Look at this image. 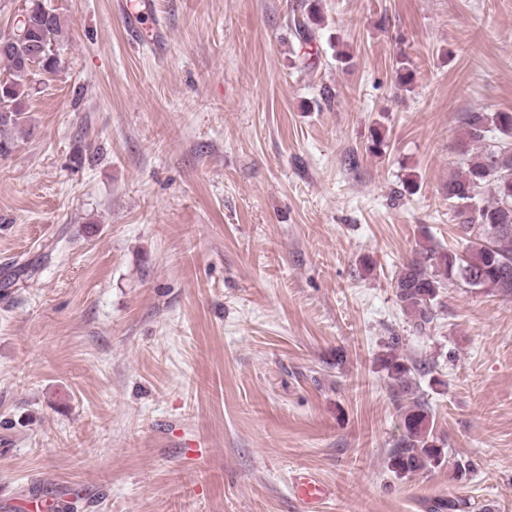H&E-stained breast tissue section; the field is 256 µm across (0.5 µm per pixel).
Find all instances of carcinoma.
I'll return each mask as SVG.
<instances>
[{"label": "carcinoma", "mask_w": 512, "mask_h": 512, "mask_svg": "<svg viewBox=\"0 0 512 512\" xmlns=\"http://www.w3.org/2000/svg\"><path fill=\"white\" fill-rule=\"evenodd\" d=\"M312 23L310 12L293 17L299 42L314 38ZM61 28L60 16L44 0H30L12 26L18 31L16 39L0 50V60L9 69V78L0 80L1 158L13 147L9 131L25 121L29 77L53 73L60 66L55 46ZM463 124L464 132L452 143L459 166L448 175L445 189L452 220L468 237L466 251L443 249L424 237L394 282L398 305L420 333L434 321L440 294L450 281L512 300V112H467ZM398 347V339H392L377 362L390 382L400 419L388 466L405 475L442 465L448 449L434 434L429 403L412 385L418 365Z\"/></svg>", "instance_id": "cac0c4a2"}]
</instances>
